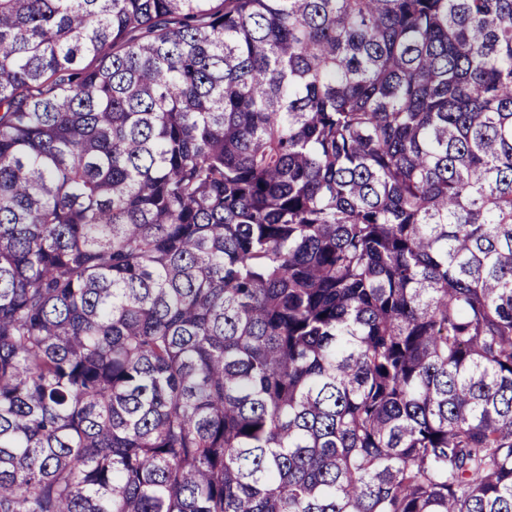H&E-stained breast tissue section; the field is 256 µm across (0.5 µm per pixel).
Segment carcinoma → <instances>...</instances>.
Here are the masks:
<instances>
[{
	"mask_svg": "<svg viewBox=\"0 0 512 512\" xmlns=\"http://www.w3.org/2000/svg\"><path fill=\"white\" fill-rule=\"evenodd\" d=\"M0 512H512V0H0Z\"/></svg>",
	"mask_w": 512,
	"mask_h": 512,
	"instance_id": "cac0c4a2",
	"label": "carcinoma"
}]
</instances>
